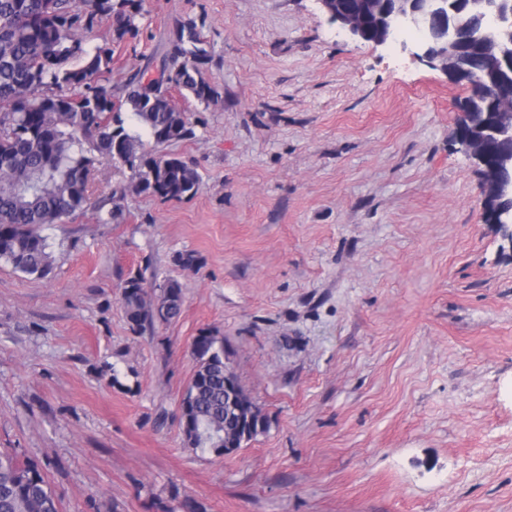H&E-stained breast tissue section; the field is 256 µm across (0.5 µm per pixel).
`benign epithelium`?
<instances>
[{
    "label": "benign epithelium",
    "instance_id": "7a95c632",
    "mask_svg": "<svg viewBox=\"0 0 512 512\" xmlns=\"http://www.w3.org/2000/svg\"><path fill=\"white\" fill-rule=\"evenodd\" d=\"M331 20L339 23L354 38L383 45L390 42L397 25L418 30L423 53L421 59L439 68L452 78L466 83L474 80L473 71L465 64L459 31L473 25L470 11L461 8L467 0H456L454 15H448V0H380L377 27L372 30L362 10H348L345 0H318ZM503 14L500 0H485L480 26L488 31L483 39L482 69L501 77L512 74V52L501 49L499 33ZM462 127L468 133L460 137L461 149L471 158L485 165L489 140L500 145L499 163L491 174V188L498 201L493 219L500 232L512 240V97L498 100V111L492 121L483 122L476 112L463 113Z\"/></svg>",
    "mask_w": 512,
    "mask_h": 512
}]
</instances>
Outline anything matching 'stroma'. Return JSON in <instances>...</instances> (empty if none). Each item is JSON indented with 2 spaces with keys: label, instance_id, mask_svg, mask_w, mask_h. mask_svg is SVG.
<instances>
[{
  "label": "stroma",
  "instance_id": "stroma-1",
  "mask_svg": "<svg viewBox=\"0 0 512 512\" xmlns=\"http://www.w3.org/2000/svg\"><path fill=\"white\" fill-rule=\"evenodd\" d=\"M187 22L218 96L177 97L194 135L155 152L201 189L101 224L128 175L100 160L45 231L49 274L0 263V451L40 463L62 512H512V240L457 142L467 85L319 0H143L113 93L159 77ZM139 271L178 279L179 318L132 329ZM205 332L268 419L223 457L178 420Z\"/></svg>",
  "mask_w": 512,
  "mask_h": 512
}]
</instances>
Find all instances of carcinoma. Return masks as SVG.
Wrapping results in <instances>:
<instances>
[{
	"label": "carcinoma",
	"instance_id": "obj_1",
	"mask_svg": "<svg viewBox=\"0 0 512 512\" xmlns=\"http://www.w3.org/2000/svg\"><path fill=\"white\" fill-rule=\"evenodd\" d=\"M141 11V0H0V262L16 272L49 273L52 255L43 229L82 210L99 155L116 167H134L132 180L112 192V207H98L100 224L122 223L129 195L181 200L200 190L193 166L147 149L149 138L159 143L190 136L186 111L173 97L152 91L141 71L126 79L120 98L112 94L114 47L137 40ZM102 18L112 20L110 41L91 45L83 33ZM465 42L476 71L481 42L472 30ZM199 44L195 26L182 27L168 74L179 91L208 102L216 91L198 67L205 58ZM485 83L481 76L469 87L461 109L494 111ZM158 290L152 303L143 274L124 281L122 304L132 328L181 314V283L168 278ZM192 350L197 366L179 414L185 441L219 456L232 453L266 429V417L240 385L244 426L237 433L225 424L224 338L201 334ZM231 437L234 449L226 447ZM0 512H61L41 464L0 451Z\"/></svg>",
	"mask_w": 512,
	"mask_h": 512
}]
</instances>
